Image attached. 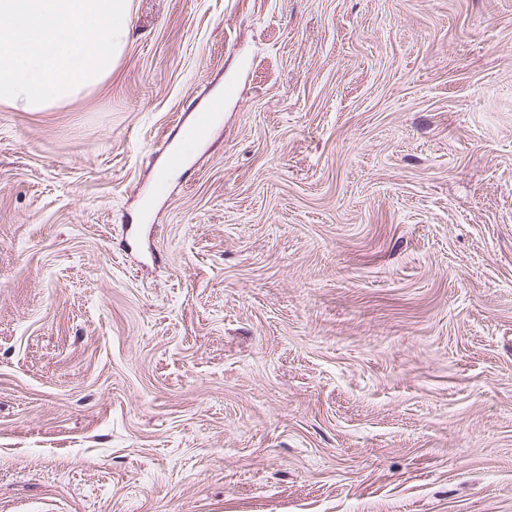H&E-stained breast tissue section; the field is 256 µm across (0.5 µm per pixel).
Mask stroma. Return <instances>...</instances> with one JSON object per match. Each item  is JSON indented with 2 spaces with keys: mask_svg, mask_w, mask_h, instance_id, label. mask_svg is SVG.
<instances>
[{
  "mask_svg": "<svg viewBox=\"0 0 512 512\" xmlns=\"http://www.w3.org/2000/svg\"><path fill=\"white\" fill-rule=\"evenodd\" d=\"M130 28L0 105V512H512V0ZM210 129L209 113H202L195 123L183 129L180 137L181 153L186 154L200 145L207 139Z\"/></svg>",
  "mask_w": 512,
  "mask_h": 512,
  "instance_id": "1",
  "label": "stroma"
}]
</instances>
